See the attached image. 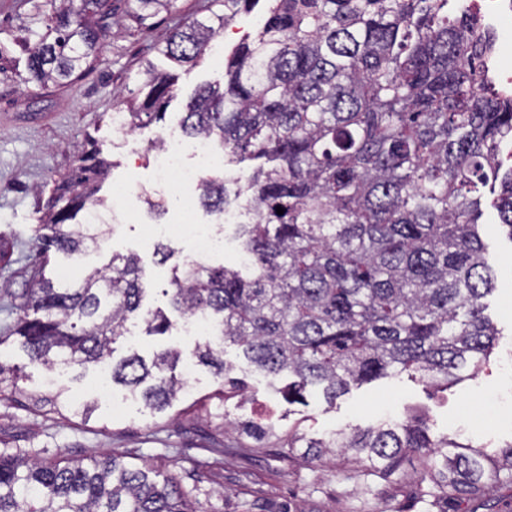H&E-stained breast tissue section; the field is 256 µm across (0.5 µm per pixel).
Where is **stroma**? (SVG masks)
<instances>
[{"label":"stroma","instance_id":"35a3bbf8","mask_svg":"<svg viewBox=\"0 0 512 512\" xmlns=\"http://www.w3.org/2000/svg\"><path fill=\"white\" fill-rule=\"evenodd\" d=\"M208 0H174L169 10L145 23L128 16L126 0H112L121 30L101 44L96 61L78 79L65 85L37 87L26 83L28 50L21 38L29 8L20 0H0V43L8 53L0 62V331L16 321L14 296L29 287L28 256L36 250L35 229L55 183L89 143H96L112 163L104 184L112 210L130 219L101 248L137 254L148 292L143 314L129 321V334L115 345L114 359L131 354L152 358L156 352L180 350L193 367L187 392L164 411L146 408L141 397L120 385L99 390L100 372L66 367L48 371L31 362L17 341L0 345V359L17 367L21 395L0 400V435L11 447L37 452L44 460L114 454L160 477L186 478L199 471L196 498L201 512H451L447 500L418 497L417 472L384 479H345L341 460L286 456L289 430L310 439L328 438L339 429L423 420L433 441H458L492 452L512 442V238L490 201H483L478 230L485 257L495 277L485 314L497 329L498 345L480 367L463 371L460 382L438 388L407 374L353 385L328 400L321 386H308L304 400L289 403L287 375L267 376L228 344L223 358L243 386L225 400L214 397L222 381L210 368L194 363L199 339L184 335L183 316L170 304L172 268L189 251V238L171 240L168 263H159L149 225L178 224L184 210L175 198L165 200L161 215L151 214L144 201L117 194L120 183H146L153 176L156 133L179 129L184 105L201 84L224 80L225 55L254 34L267 14L265 0L240 13L216 41L223 59L205 57L198 65L177 66L158 51L176 24L206 16ZM173 73V99L163 122L133 129L121 138L112 129L114 109L138 94L139 77L147 68ZM162 311L171 327L166 334L145 333V313ZM67 390L70 402H96L90 418L45 415L32 408L25 392L46 390L48 379Z\"/></svg>","mask_w":512,"mask_h":512}]
</instances>
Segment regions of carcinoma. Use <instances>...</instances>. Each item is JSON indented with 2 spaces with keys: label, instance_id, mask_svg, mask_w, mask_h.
Segmentation results:
<instances>
[{
  "label": "carcinoma",
  "instance_id": "cac0c4a2",
  "mask_svg": "<svg viewBox=\"0 0 512 512\" xmlns=\"http://www.w3.org/2000/svg\"><path fill=\"white\" fill-rule=\"evenodd\" d=\"M131 2L129 14L141 22L173 4ZM214 2L206 18L175 27L160 52L179 65L197 63L257 0ZM112 13V0L64 3L50 18L32 5L25 82L80 76L96 60ZM490 44L478 18L457 14L449 0H271L259 31L230 55L224 87L195 90L183 132L218 142L224 165L251 169L234 192L226 178L206 180L199 200L220 213L247 196L253 221L237 225L236 238L253 275L176 265L171 304L217 323L218 340L194 355L230 389L240 381L223 359L228 342L266 375L294 377L293 399L322 385L334 400L392 372L446 388L490 356L497 331L484 299L494 277L477 229L485 188L496 193L492 205L512 239V165L501 157L502 143L512 142V99L483 79ZM173 83L168 73L144 72L131 120H162ZM109 167L93 145L56 186L39 225L31 286L15 296L21 315L0 345L19 341L49 371L106 365L112 382L162 411L185 390L181 352L112 361L147 291L138 256L115 253L111 275L89 267L67 287L44 274L49 251L85 256L112 234L109 224L86 223L91 207H107L96 192ZM145 322L149 335L170 327L161 311ZM18 379L0 363L9 394ZM49 403L58 414L93 411L88 403L72 409L60 392ZM300 449L362 461L366 477L398 474L414 453L427 495L447 499L512 484V443L493 454L436 446L417 420L317 442L288 434V454ZM195 490L114 455L85 464L0 448V512H199Z\"/></svg>",
  "mask_w": 512,
  "mask_h": 512
}]
</instances>
